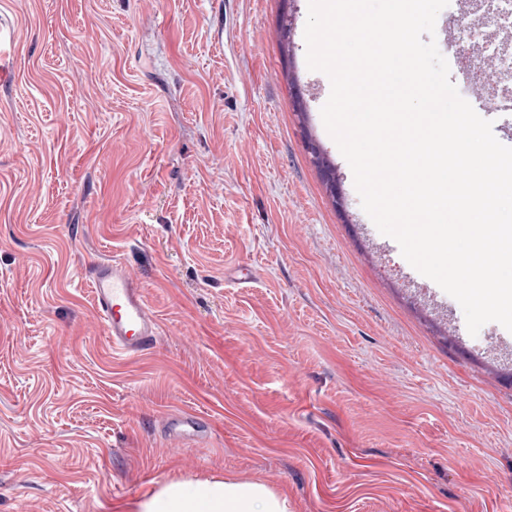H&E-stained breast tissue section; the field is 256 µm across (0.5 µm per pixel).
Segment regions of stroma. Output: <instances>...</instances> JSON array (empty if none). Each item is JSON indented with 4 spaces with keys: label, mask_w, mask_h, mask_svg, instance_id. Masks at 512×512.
Listing matches in <instances>:
<instances>
[{
    "label": "stroma",
    "mask_w": 512,
    "mask_h": 512,
    "mask_svg": "<svg viewBox=\"0 0 512 512\" xmlns=\"http://www.w3.org/2000/svg\"><path fill=\"white\" fill-rule=\"evenodd\" d=\"M296 7L303 116L280 0H0V512H135L205 479L289 512L512 507L507 331L470 335L364 212ZM107 257L146 290L150 353L114 356L96 323L75 272ZM176 408L208 446L158 433Z\"/></svg>",
    "instance_id": "35a3bbf8"
}]
</instances>
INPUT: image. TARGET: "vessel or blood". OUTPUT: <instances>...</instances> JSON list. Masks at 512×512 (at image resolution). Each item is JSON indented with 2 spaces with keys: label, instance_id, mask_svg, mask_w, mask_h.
Wrapping results in <instances>:
<instances>
[{
  "label": "vessel or blood",
  "instance_id": "1",
  "mask_svg": "<svg viewBox=\"0 0 512 512\" xmlns=\"http://www.w3.org/2000/svg\"><path fill=\"white\" fill-rule=\"evenodd\" d=\"M90 288L97 320L114 354L127 358L150 351L160 331L145 290L116 258L96 261L79 272ZM159 429L175 445L191 448L207 440L209 424L188 411L166 414Z\"/></svg>",
  "mask_w": 512,
  "mask_h": 512
}]
</instances>
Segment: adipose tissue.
Segmentation results:
<instances>
[{"label":"adipose tissue","mask_w":512,"mask_h":512,"mask_svg":"<svg viewBox=\"0 0 512 512\" xmlns=\"http://www.w3.org/2000/svg\"><path fill=\"white\" fill-rule=\"evenodd\" d=\"M139 512H288L286 497L257 481H175L138 504Z\"/></svg>","instance_id":"obj_1"}]
</instances>
